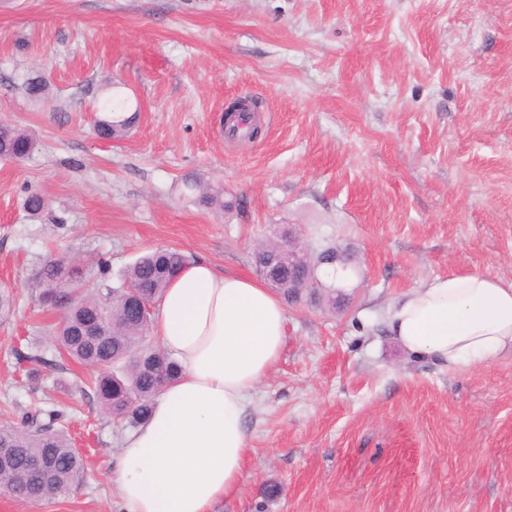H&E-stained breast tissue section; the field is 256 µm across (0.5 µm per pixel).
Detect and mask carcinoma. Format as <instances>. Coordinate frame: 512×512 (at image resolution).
<instances>
[{"label":"carcinoma","mask_w":512,"mask_h":512,"mask_svg":"<svg viewBox=\"0 0 512 512\" xmlns=\"http://www.w3.org/2000/svg\"><path fill=\"white\" fill-rule=\"evenodd\" d=\"M126 103L113 94L103 97L102 116L95 123L99 138L121 137L132 125L125 115ZM34 146L33 137L9 123L0 122V157L26 159ZM188 197L198 206L222 212L231 207L224 202V189L190 180ZM24 209L33 218L47 209L39 193L25 197ZM190 263L189 257L174 248L140 256L122 276L121 285L103 289L98 280L87 277L68 257L50 255L33 278L34 298L41 305L63 310L54 325L55 350L84 366L106 367L121 364L120 376L102 374L95 393L104 411L127 421L132 427L147 419L154 398L178 374L176 360L151 336L153 314H136L123 298L121 287H132L137 296L156 307L172 274ZM14 294L0 289V321L13 316ZM26 374L34 378L55 364L48 350L37 343L13 348ZM63 415L52 409L21 417L19 423L0 426V494L26 502L68 494L85 477V463L73 448Z\"/></svg>","instance_id":"1"}]
</instances>
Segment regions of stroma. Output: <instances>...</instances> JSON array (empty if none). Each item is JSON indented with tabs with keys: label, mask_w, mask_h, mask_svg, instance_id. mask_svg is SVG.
<instances>
[{
	"label": "stroma",
	"mask_w": 512,
	"mask_h": 512,
	"mask_svg": "<svg viewBox=\"0 0 512 512\" xmlns=\"http://www.w3.org/2000/svg\"><path fill=\"white\" fill-rule=\"evenodd\" d=\"M40 75L48 102L32 100ZM139 118L97 138L106 88ZM255 106L256 139L224 109ZM0 119L35 137L0 158V423L55 403L86 461L65 497L0 512H119L110 459L127 423L101 371L59 359L28 379L11 349L59 312L32 298L46 253L109 265L176 248L255 275L258 244L299 237L346 258L287 307L286 342L246 409L237 494L216 512H512V355L466 373L415 358L385 308L448 272L512 282V0H0ZM220 186L232 210L189 202ZM48 208L31 218L26 191ZM279 493L267 497L266 489Z\"/></svg>",
	"instance_id": "35a3bbf8"
}]
</instances>
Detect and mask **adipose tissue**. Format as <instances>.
<instances>
[{
	"instance_id": "1",
	"label": "adipose tissue",
	"mask_w": 512,
	"mask_h": 512,
	"mask_svg": "<svg viewBox=\"0 0 512 512\" xmlns=\"http://www.w3.org/2000/svg\"><path fill=\"white\" fill-rule=\"evenodd\" d=\"M286 323L281 300L253 277L198 262L172 278L153 332L181 371L112 461L123 512H214L236 493L249 393L277 364ZM386 326L410 354L448 370L488 366L512 354V282L435 277L395 300Z\"/></svg>"
}]
</instances>
